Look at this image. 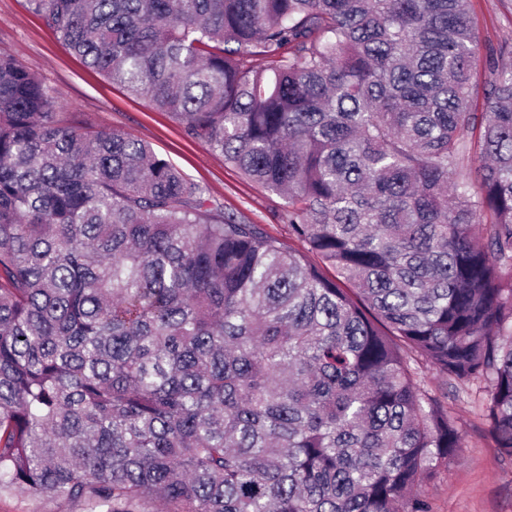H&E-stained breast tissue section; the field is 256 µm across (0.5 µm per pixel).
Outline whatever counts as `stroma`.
<instances>
[{"label": "stroma", "instance_id": "35a3bbf8", "mask_svg": "<svg viewBox=\"0 0 512 512\" xmlns=\"http://www.w3.org/2000/svg\"><path fill=\"white\" fill-rule=\"evenodd\" d=\"M480 32L493 47L512 45V0H471ZM0 49L13 52L28 70L56 90L64 112L77 115L83 127L114 129L149 144L208 191L212 207L251 224H263L287 237L279 213L284 199L225 165L222 155L186 140L169 113L130 98L98 72L85 66L29 9L28 0H0ZM448 405L463 430L462 455L421 489L433 512H512V461H501L483 416L478 386L460 391ZM0 512H83L61 497L32 498L17 491L0 496Z\"/></svg>", "mask_w": 512, "mask_h": 512}]
</instances>
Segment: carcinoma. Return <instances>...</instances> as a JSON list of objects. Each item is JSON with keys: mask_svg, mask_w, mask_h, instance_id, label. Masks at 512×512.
<instances>
[{"mask_svg": "<svg viewBox=\"0 0 512 512\" xmlns=\"http://www.w3.org/2000/svg\"><path fill=\"white\" fill-rule=\"evenodd\" d=\"M29 5L288 240L0 50V496L432 512L448 392L484 381L512 460V64L469 0Z\"/></svg>", "mask_w": 512, "mask_h": 512, "instance_id": "cac0c4a2", "label": "carcinoma"}]
</instances>
